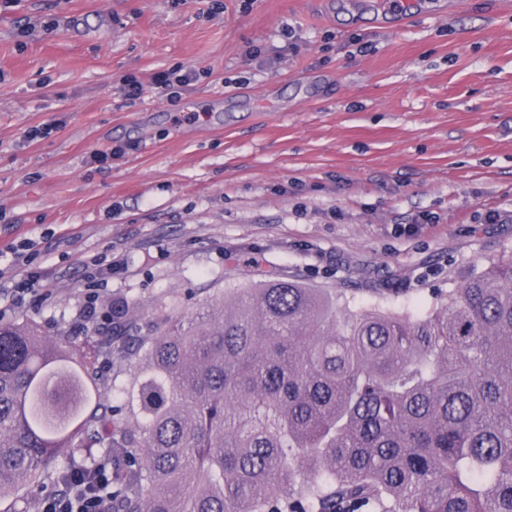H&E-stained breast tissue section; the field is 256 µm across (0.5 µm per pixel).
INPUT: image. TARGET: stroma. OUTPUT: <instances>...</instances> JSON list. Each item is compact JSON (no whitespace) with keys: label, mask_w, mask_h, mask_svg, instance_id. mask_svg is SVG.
Returning <instances> with one entry per match:
<instances>
[{"label":"stroma","mask_w":512,"mask_h":512,"mask_svg":"<svg viewBox=\"0 0 512 512\" xmlns=\"http://www.w3.org/2000/svg\"><path fill=\"white\" fill-rule=\"evenodd\" d=\"M377 2L0 0L6 321L79 343L113 299L188 316L265 272L423 315L512 260V0H413L402 28ZM23 242L51 300L18 292ZM195 76L191 70L177 65L157 72L154 76V84L162 89L171 101H174L179 95V90L188 86Z\"/></svg>","instance_id":"35a3bbf8"}]
</instances>
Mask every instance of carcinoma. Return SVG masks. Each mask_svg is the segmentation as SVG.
I'll use <instances>...</instances> for the list:
<instances>
[{
	"mask_svg": "<svg viewBox=\"0 0 512 512\" xmlns=\"http://www.w3.org/2000/svg\"><path fill=\"white\" fill-rule=\"evenodd\" d=\"M215 301L146 325L114 301L79 344L0 323V512L34 486L112 512H512V261L423 316L278 277ZM112 358L120 406L94 382Z\"/></svg>",
	"mask_w": 512,
	"mask_h": 512,
	"instance_id": "obj_1",
	"label": "carcinoma"
}]
</instances>
